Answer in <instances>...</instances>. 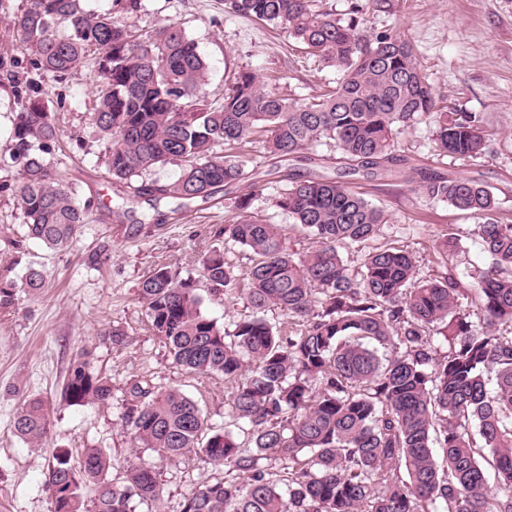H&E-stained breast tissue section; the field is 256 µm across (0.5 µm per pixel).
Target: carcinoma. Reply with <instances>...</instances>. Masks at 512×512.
<instances>
[{
	"instance_id": "carcinoma-1",
	"label": "carcinoma",
	"mask_w": 512,
	"mask_h": 512,
	"mask_svg": "<svg viewBox=\"0 0 512 512\" xmlns=\"http://www.w3.org/2000/svg\"><path fill=\"white\" fill-rule=\"evenodd\" d=\"M225 6L286 30L336 69V86L299 103L240 69L214 106L203 93L209 64L178 24L144 38L128 23L141 0H112L105 13L86 11L82 0H28L17 18L30 64L42 73L61 78L88 48L100 51L90 118L106 142L112 184L125 192L183 204L208 199L241 185L239 148L258 138L279 162H306L305 150L325 144L344 173L370 177L395 172L404 161L399 135L420 123L431 127L441 155L484 154L482 117L442 111L411 44L395 32L370 38L358 8L342 21L316 0ZM58 139L51 113L26 95L9 154L22 176L17 249L35 241L66 251L84 224L85 207L47 160ZM171 163L180 167L173 181L142 180ZM248 188L234 198L238 211L263 192L256 182ZM415 189L482 219L476 237L491 263L471 281L445 263L446 234L434 246L440 271L429 277L419 276L412 252L386 244L344 257L375 239L387 216L341 182L309 173L272 198L307 232L306 252H288L279 225L254 216L217 232L249 256L243 292L252 314L233 329L203 312L191 276L166 266L139 282L151 329L174 363L232 384L228 405L251 443L243 448L211 431L179 388L133 382L121 422L135 447L162 460L194 452L248 475L246 487L233 479L199 485L182 512H512V223L496 216L493 192L467 177L421 173ZM200 265L213 294L238 288L223 251H207ZM44 284L33 266L18 281L0 275V308L15 305L17 289L35 295ZM272 308L288 331L267 319ZM63 394L73 405L105 403L112 382L81 353ZM13 427L27 444L43 445L44 403L26 400ZM272 458L283 474L261 466ZM111 467L103 448L86 449L78 467L56 450L45 478L52 512H134L135 500L160 501L155 469L133 466L116 484L106 479Z\"/></svg>"
}]
</instances>
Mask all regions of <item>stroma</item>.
Masks as SVG:
<instances>
[{
	"label": "stroma",
	"mask_w": 512,
	"mask_h": 512,
	"mask_svg": "<svg viewBox=\"0 0 512 512\" xmlns=\"http://www.w3.org/2000/svg\"><path fill=\"white\" fill-rule=\"evenodd\" d=\"M322 8L338 18L349 17L353 6L363 10L368 35L397 32L415 47L421 64L443 106L451 112L483 115L487 134L481 158L458 161L436 156L431 129L421 124L400 136L408 147L412 166L455 173L479 181L494 192L502 217L512 220V0H320ZM27 0H5L0 5V273L19 278L28 265L40 266L46 276L41 293L19 294L14 307L0 309V512H51L45 475L56 449L69 450L80 460L84 449L103 448L112 455L107 477L122 482L130 464L153 466L163 489L159 504L136 503L135 512H181L185 497L205 482L223 480L224 467L208 464L193 453L160 460L150 450L136 448L120 421L121 403L133 380L152 385L177 386L194 400L211 429L234 432L244 441L229 416L231 386L223 375H199L177 367L163 339L150 329L138 284L154 268L171 266L195 277L204 311L228 325L250 315L242 292L211 295L200 277L198 259L211 247L223 246L216 231L236 214L231 197L217 192L173 213V201L158 206L135 203L136 222H117L109 214L116 195L105 165V143L89 121L93 106L96 64L93 54L65 79L37 74L22 53L15 21ZM143 8L130 22L140 34L179 23L208 60L211 73L205 88L209 100L222 99L234 72L247 68L257 73L269 90L293 93L306 99L335 82L334 69L310 57L282 31L253 18L232 16L224 0H142ZM35 92L55 114L61 137L51 157L60 178L88 209L85 224L73 244L54 252L36 244L18 250L12 245L23 222L17 205L21 175L10 158L14 112L20 93ZM328 146L312 147L311 171L328 178H343L389 216L378 243L416 251L419 274L436 267L432 242L454 237L449 254L460 275L484 267L489 257L475 235L476 217L442 201L418 194L407 173L391 178L359 174L341 176L332 163H321ZM251 179L260 181L250 213L279 225L287 246L303 252L307 234L292 218L271 205L300 166L275 163L265 157L262 143L244 149ZM167 213L165 223L156 212ZM107 254L91 265L96 250ZM118 327L123 345L115 346L106 333ZM87 352L96 369L112 378V399L105 405L77 406L61 394L72 357ZM42 399L50 413L45 447L34 448L14 433L13 417L30 398Z\"/></svg>",
	"instance_id": "obj_1"
}]
</instances>
